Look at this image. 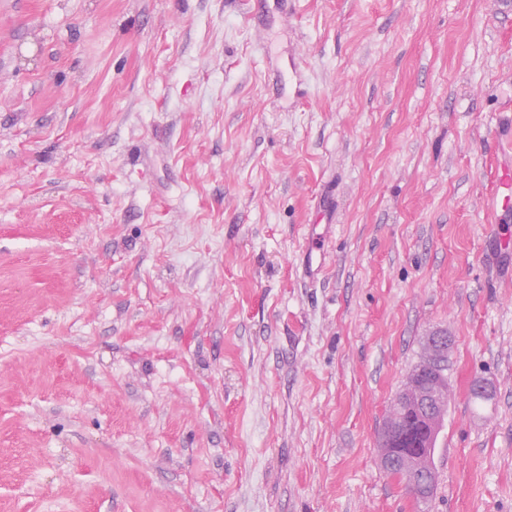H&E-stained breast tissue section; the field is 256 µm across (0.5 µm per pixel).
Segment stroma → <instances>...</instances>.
Segmentation results:
<instances>
[{"label":"stroma","mask_w":512,"mask_h":512,"mask_svg":"<svg viewBox=\"0 0 512 512\" xmlns=\"http://www.w3.org/2000/svg\"><path fill=\"white\" fill-rule=\"evenodd\" d=\"M511 102L512 0H0V512H512ZM512 197V165L505 164L498 172L496 191L490 194L486 200L488 209L496 208L500 203L504 204ZM305 243L304 262L312 275H317L325 266L327 257V236L317 231L318 225H311ZM314 264L316 266L314 267ZM442 405L443 398L441 396L425 388H417L405 401L401 416L395 420L388 419L383 426L382 445L384 448H388V452L384 456L406 472L393 469L388 474L402 481L409 492L412 482L407 473H418L431 484L437 480L434 456L437 439L443 427ZM407 416L416 417L424 425L425 434L417 453H409L404 448H390L386 445V441L399 432Z\"/></svg>","instance_id":"1"}]
</instances>
